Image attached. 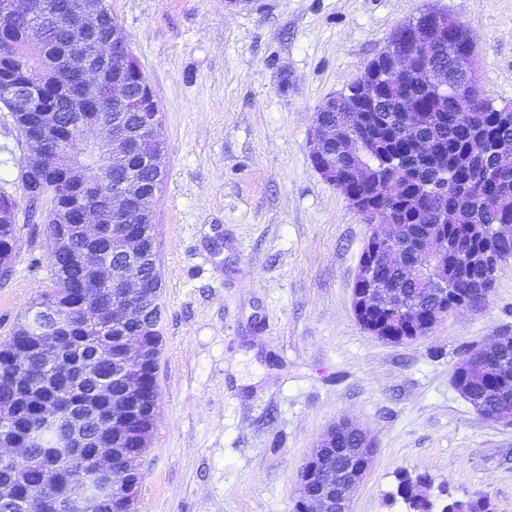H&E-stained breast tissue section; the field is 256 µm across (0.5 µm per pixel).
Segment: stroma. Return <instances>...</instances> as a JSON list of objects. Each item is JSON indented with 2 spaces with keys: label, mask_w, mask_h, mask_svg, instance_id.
Returning a JSON list of instances; mask_svg holds the SVG:
<instances>
[{
  "label": "stroma",
  "mask_w": 512,
  "mask_h": 512,
  "mask_svg": "<svg viewBox=\"0 0 512 512\" xmlns=\"http://www.w3.org/2000/svg\"><path fill=\"white\" fill-rule=\"evenodd\" d=\"M160 109L166 175L153 215L162 278L159 408L138 512H294L300 466L350 418L376 442L351 512L485 496L512 512V427L451 383L469 349L512 336V261L482 310L395 344L355 318L368 227L310 160L323 101L428 8L463 22L482 84L512 103V0H108ZM29 147L0 106V192L18 246L0 280V343L49 284V243L20 180ZM428 482L429 477L425 473H403L400 476L398 492L411 512H433V504L428 502L422 490Z\"/></svg>",
  "instance_id": "35a3bbf8"
}]
</instances>
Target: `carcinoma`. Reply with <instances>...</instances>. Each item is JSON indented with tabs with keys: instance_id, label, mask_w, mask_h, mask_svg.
<instances>
[{
	"instance_id": "1",
	"label": "carcinoma",
	"mask_w": 512,
	"mask_h": 512,
	"mask_svg": "<svg viewBox=\"0 0 512 512\" xmlns=\"http://www.w3.org/2000/svg\"><path fill=\"white\" fill-rule=\"evenodd\" d=\"M77 0H28L26 12L11 26L7 37L13 40L11 68L20 80L38 72L42 75L46 93L62 101L77 93L76 83L63 76L62 64L85 48L93 40L108 36L113 26L110 8H105L106 24L94 35L77 28L72 12ZM139 69L135 58L127 61L125 70L112 63L102 67L101 86L108 88L112 78L122 73L134 87ZM381 104L370 110L371 120L366 130L357 132L365 143V156L374 174L369 184L360 186L345 183L346 195L369 198L377 205L392 210L397 223L403 225V244L407 259L421 264V272L409 281L399 278L396 271L376 263L374 281L396 288L403 304L419 309V313L433 315L442 310L438 296L448 292V298L468 292L471 277L477 273L472 267L477 254L488 248L499 250L504 257H512V244H500L493 231L502 221L512 222V157L489 154L474 158L467 153L471 135L486 138H512V112H502L480 89H474L469 102L461 104L449 91L444 96L429 99V94L418 84L399 76L381 82L377 92ZM89 115H97L102 124L110 125L119 119L131 132H136L139 113L112 112L108 97L88 96L83 103ZM12 117L22 137L34 136L41 140L45 157L44 169L39 175L21 171V182L26 191L38 190L50 208L45 215L46 233L50 244L51 286L31 302L29 309L54 307L70 324V330L58 340L52 357L44 358L36 352L38 340L29 333L25 320L14 326L9 341L0 345V407L7 404L11 410L8 432L0 438L28 444L26 488L41 496L40 512H60L56 500L41 493L42 446L56 443V435L43 428L42 407H56L60 417L74 416L92 406L87 418L88 447H114L109 424L121 400L138 398L144 386L142 376L155 377L162 336L147 327L160 323L159 304L162 280L155 251L143 263L144 282L127 283L117 292L133 297L141 289L154 285L153 308L139 318L122 324H112L109 307L112 306V280L101 281L91 266L97 257L106 253L112 264L123 265L121 247L128 225L112 222L108 194L93 188L90 199L103 220L98 236L87 239L78 224L56 222L57 206L65 203L71 192L58 183V175L70 157L56 149L57 133L68 131L70 113L61 108L57 113L60 128L54 132L41 122L38 112H15ZM398 162L410 166L409 173L393 186V195L382 198L375 185ZM109 182H121L130 177L138 183L133 198L141 200L157 194L165 174H157L142 165L136 143L117 160L105 158ZM468 185L473 193L485 197L488 210L470 224H439L441 212L460 205L457 187ZM15 213L0 222V267L12 269L17 244ZM448 236L446 269H437L421 262L424 245L439 233ZM148 333L153 357L140 374L131 365L120 368L112 362H102L95 356L101 342H117L127 335ZM25 348L30 354L20 365L14 364L15 351ZM461 372L452 374V382L464 399L474 404L481 417L498 420L504 411H512V341L506 340L494 349H477L463 355L457 363ZM157 422V407L150 400L142 405L138 416L140 435L119 445L122 464L131 469L141 466L148 452ZM55 461L60 470V485L88 476L89 457H77L66 448H59ZM429 482L425 473H404L400 476L398 492L411 512H432L423 488ZM441 512H492L484 497L466 501L451 500Z\"/></svg>"
}]
</instances>
